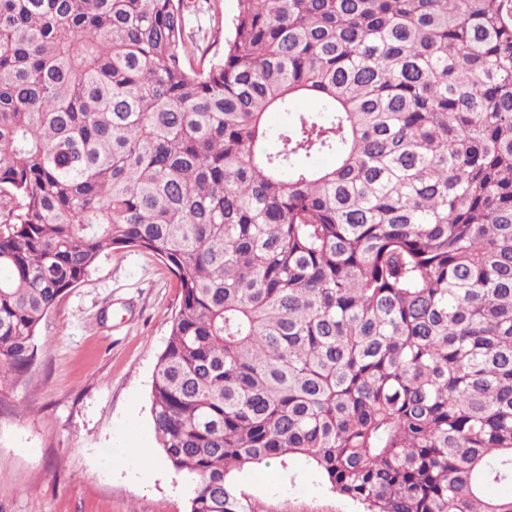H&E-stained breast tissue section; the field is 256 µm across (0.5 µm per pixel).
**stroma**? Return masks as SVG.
I'll return each mask as SVG.
<instances>
[{
  "label": "stroma",
  "mask_w": 512,
  "mask_h": 512,
  "mask_svg": "<svg viewBox=\"0 0 512 512\" xmlns=\"http://www.w3.org/2000/svg\"><path fill=\"white\" fill-rule=\"evenodd\" d=\"M196 54L224 52L237 0H191ZM178 281L136 249L103 253L42 322L20 382L0 391V512H188L154 433L151 386ZM267 512H362L303 459L237 474Z\"/></svg>",
  "instance_id": "35a3bbf8"
}]
</instances>
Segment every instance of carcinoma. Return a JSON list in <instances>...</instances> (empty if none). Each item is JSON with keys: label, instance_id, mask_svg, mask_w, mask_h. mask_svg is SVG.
Segmentation results:
<instances>
[{"label": "carcinoma", "instance_id": "1", "mask_svg": "<svg viewBox=\"0 0 512 512\" xmlns=\"http://www.w3.org/2000/svg\"><path fill=\"white\" fill-rule=\"evenodd\" d=\"M185 23L0 0V391L102 253L147 250L189 512H268L233 472L297 457L365 512H512V0H237L196 65Z\"/></svg>", "mask_w": 512, "mask_h": 512}]
</instances>
